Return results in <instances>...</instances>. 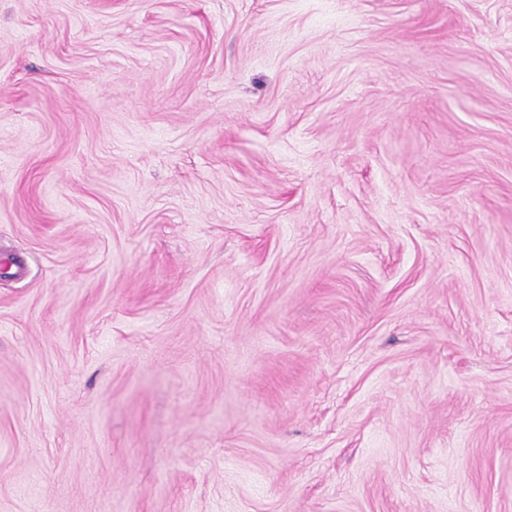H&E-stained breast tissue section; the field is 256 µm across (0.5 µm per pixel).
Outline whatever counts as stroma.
I'll return each instance as SVG.
<instances>
[{
  "instance_id": "stroma-1",
  "label": "stroma",
  "mask_w": 512,
  "mask_h": 512,
  "mask_svg": "<svg viewBox=\"0 0 512 512\" xmlns=\"http://www.w3.org/2000/svg\"><path fill=\"white\" fill-rule=\"evenodd\" d=\"M0 512H512V0H0Z\"/></svg>"
}]
</instances>
